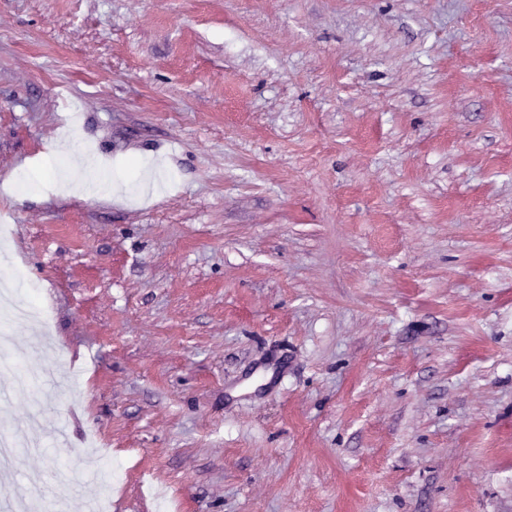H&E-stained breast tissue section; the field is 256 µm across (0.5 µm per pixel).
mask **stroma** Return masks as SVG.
<instances>
[{
    "instance_id": "35a3bbf8",
    "label": "stroma",
    "mask_w": 512,
    "mask_h": 512,
    "mask_svg": "<svg viewBox=\"0 0 512 512\" xmlns=\"http://www.w3.org/2000/svg\"><path fill=\"white\" fill-rule=\"evenodd\" d=\"M1 224L66 512H512V0H0ZM89 167V160L83 152L75 153L74 164L71 171L54 173V184L58 193L67 196L71 190V184L77 174L85 171Z\"/></svg>"
}]
</instances>
